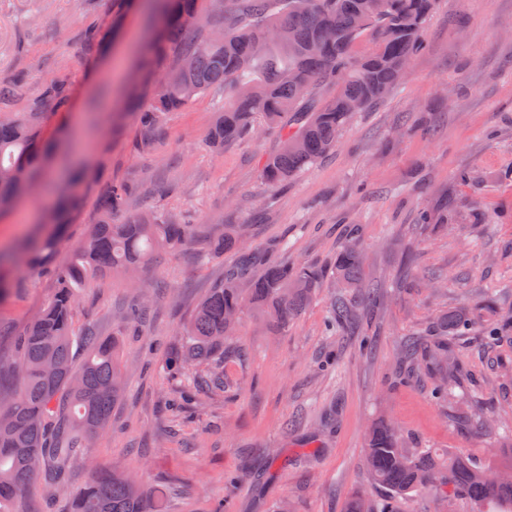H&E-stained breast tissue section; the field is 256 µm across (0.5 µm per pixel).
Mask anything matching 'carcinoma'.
Instances as JSON below:
<instances>
[{"label": "carcinoma", "mask_w": 512, "mask_h": 512, "mask_svg": "<svg viewBox=\"0 0 512 512\" xmlns=\"http://www.w3.org/2000/svg\"><path fill=\"white\" fill-rule=\"evenodd\" d=\"M203 2L161 0L155 7L153 34L140 48L139 62L146 70L168 56L172 63L137 114L139 146L152 147L170 113L222 89L230 101L217 114L206 146L222 150L255 132L258 119L268 129H281L280 145L261 169L271 188L328 155L353 106L362 111L392 92L403 65L421 48L422 24L433 8V0H228L231 6L207 21ZM365 37L371 46L357 56L354 48ZM24 90L22 79L0 78V204L15 205L37 186L56 198L58 210L44 218L48 227L18 249L26 264L46 267L65 216L82 203L84 178L57 180L42 167L58 150L41 140L42 107L65 100L63 80L45 84L28 111L4 110ZM128 193L116 183L102 196L96 223L70 263L57 270V291L34 319L16 329L0 322V337H12L14 348L12 356L0 355V512H15V502L39 480L58 489L70 465L87 459L90 436L106 428L122 398L118 342L102 339L90 325L75 328L77 297L89 275L119 269L130 274L158 250L190 251L201 261L235 251L224 279L183 325L180 359L169 364L176 374L184 363L207 365L181 391L187 402L201 390L224 392L225 345L245 306L283 330L322 283L323 271L312 265L261 264L254 250L237 247L235 224L224 225V234L216 236L187 215L172 217L152 207L129 213ZM118 215L124 216L120 223L114 222ZM14 261L15 255L0 253V302L12 291ZM335 269L339 290L331 303V336L354 326L360 305L382 299L378 286L365 282V255L357 241L338 250ZM147 312L136 301L122 310L120 321L141 324ZM474 319L467 310L450 312L434 332L407 337L399 345L397 368L427 372L430 394L450 402L464 374L455 341L467 335ZM469 415L480 427L502 432L512 447L511 425L482 412ZM365 473L383 498L357 491L345 512H395L396 501L419 494L443 504L460 497L472 512H512V456L490 469L451 451L412 448L398 427L384 421L367 436ZM175 496L167 490L152 496L131 476L95 468L74 497L58 503L57 512H172Z\"/></svg>", "instance_id": "1"}]
</instances>
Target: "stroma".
<instances>
[{
  "instance_id": "1",
  "label": "stroma",
  "mask_w": 512,
  "mask_h": 512,
  "mask_svg": "<svg viewBox=\"0 0 512 512\" xmlns=\"http://www.w3.org/2000/svg\"><path fill=\"white\" fill-rule=\"evenodd\" d=\"M153 11L145 0L117 27L112 0H0V77L27 82L12 110L26 111L41 85L65 71L70 98L47 108L43 137L67 128L80 158L108 153L89 174L52 268H15L0 321L23 326L52 298L53 267L68 263L115 182L132 186V212L149 202L211 228L242 224L254 247L288 236L283 259L291 264L329 265L358 234L368 279L390 288L378 309L361 314L363 332L374 338L368 354L354 337L324 334L334 274L288 330L245 308L234 339L244 352L224 362L228 388L173 411L166 402L182 381L167 363L177 332L223 279L232 254L202 265L188 253L159 252L134 278L90 277L75 323L120 337L127 372L109 429L87 450L94 463L150 490L181 486L177 512H213L220 502L227 512H275L285 501L292 512H343L349 494L366 484L367 427L382 419L414 447L499 464L505 450L497 435L457 420L394 365L401 337L449 311H477L480 327L462 339L459 354L475 378L493 385L480 392L466 383L454 394L512 423V331L494 341L486 335L512 310V0H435L406 77L353 116L331 154L275 189L259 171L280 144L279 130L226 144L218 157L204 148L224 106L220 90L172 113L152 151L138 149L135 114L157 77L140 70L136 49ZM464 169L472 174L466 183L458 179ZM442 196L452 227L418 225L420 211ZM42 208L34 192L21 212L0 219V246L31 234V216ZM141 293L151 318L134 334L118 315Z\"/></svg>"
}]
</instances>
